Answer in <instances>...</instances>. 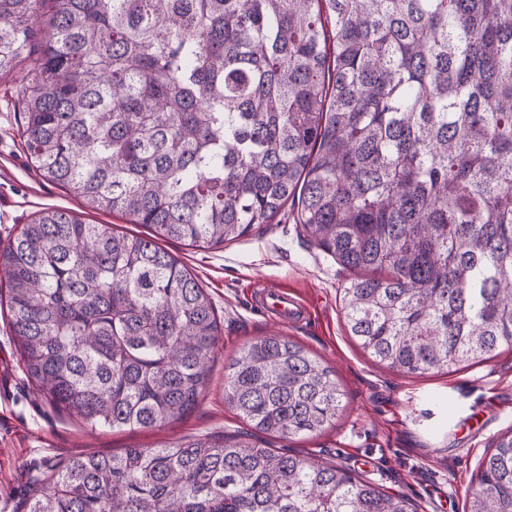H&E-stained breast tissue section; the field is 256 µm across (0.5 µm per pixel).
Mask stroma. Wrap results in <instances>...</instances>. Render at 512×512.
Masks as SVG:
<instances>
[{
  "label": "stroma",
  "instance_id": "obj_1",
  "mask_svg": "<svg viewBox=\"0 0 512 512\" xmlns=\"http://www.w3.org/2000/svg\"><path fill=\"white\" fill-rule=\"evenodd\" d=\"M41 8L32 40L13 72L0 77V246L42 208L84 212L87 222L117 232L148 235L118 213L84 211L81 202L33 167L22 135L20 85L48 31ZM178 258L209 294L221 333L211 377L198 406L181 420L154 428H91L35 391L9 318L0 315V512H24L33 485L49 465L80 452L121 453L164 448L199 435L221 437L248 423L224 401V379L242 348L285 335L334 371L341 390L335 419L321 430L283 440L273 448L309 453L359 472L385 491L402 493L417 512H467L483 459L497 436L512 430V350L453 371L405 374L377 363L350 335L342 310L351 278L311 244L291 212L260 233L201 249L170 242ZM295 293L306 313L294 324L276 323L258 303L261 289Z\"/></svg>",
  "mask_w": 512,
  "mask_h": 512
}]
</instances>
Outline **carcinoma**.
Returning a JSON list of instances; mask_svg holds the SVG:
<instances>
[{
	"instance_id": "cac0c4a2",
	"label": "carcinoma",
	"mask_w": 512,
	"mask_h": 512,
	"mask_svg": "<svg viewBox=\"0 0 512 512\" xmlns=\"http://www.w3.org/2000/svg\"><path fill=\"white\" fill-rule=\"evenodd\" d=\"M23 78L45 207L0 248V308L31 383L92 427L199 403L214 305L162 241L213 249L295 223L353 273L352 336L409 374L512 349V0H54ZM43 0H0V74ZM225 401L251 431L50 466L25 512H415L348 468L262 446L336 417L330 367L286 336L243 348ZM469 512H512V430Z\"/></svg>"
}]
</instances>
